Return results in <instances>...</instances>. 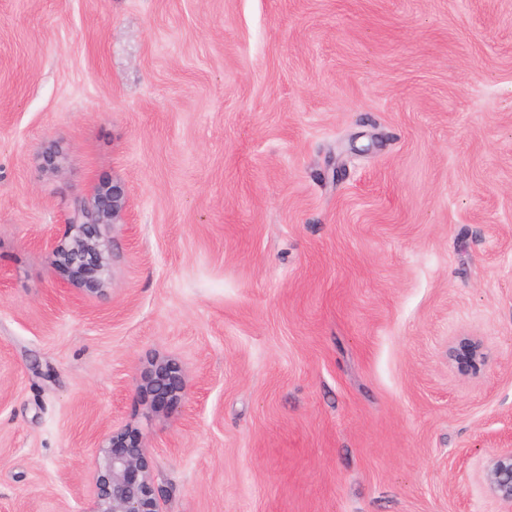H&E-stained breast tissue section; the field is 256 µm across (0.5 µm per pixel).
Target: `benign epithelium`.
<instances>
[{"label":"benign epithelium","instance_id":"obj_1","mask_svg":"<svg viewBox=\"0 0 512 512\" xmlns=\"http://www.w3.org/2000/svg\"><path fill=\"white\" fill-rule=\"evenodd\" d=\"M128 207V196L120 184L102 183L79 203L63 234L46 243L62 287L81 295L106 296L112 233L123 223ZM449 356L462 369L471 370L482 360L481 346L462 338ZM186 388L180 367L160 358L148 363L137 382L140 400L151 405L177 404ZM485 480L497 499L512 505V449L489 462ZM88 512H162L152 460L138 431L119 428L98 447Z\"/></svg>","mask_w":512,"mask_h":512}]
</instances>
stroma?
Returning <instances> with one entry per match:
<instances>
[{"instance_id": "1", "label": "stroma", "mask_w": 512, "mask_h": 512, "mask_svg": "<svg viewBox=\"0 0 512 512\" xmlns=\"http://www.w3.org/2000/svg\"><path fill=\"white\" fill-rule=\"evenodd\" d=\"M102 181L99 299L45 243ZM124 426L163 512H506L512 0H0V512ZM449 356L454 359L464 370H472L482 360L481 346L478 342L469 338H462L449 351ZM186 380L176 363L152 359L141 372L137 389L140 400L150 405L177 404L185 395ZM485 480L491 493L508 503L512 511V448L495 456L485 469Z\"/></svg>"}]
</instances>
